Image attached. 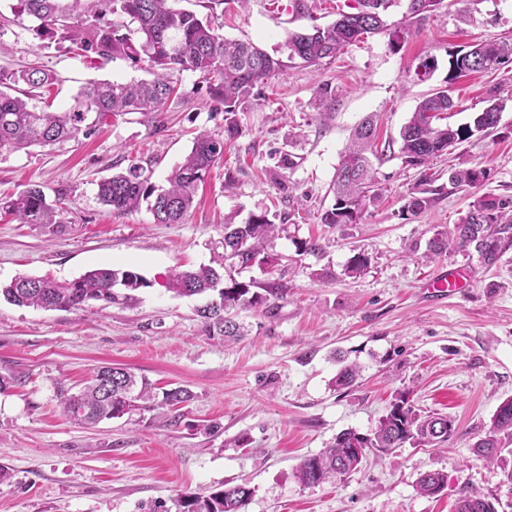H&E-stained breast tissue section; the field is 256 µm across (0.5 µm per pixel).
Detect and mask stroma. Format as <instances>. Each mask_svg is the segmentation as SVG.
Returning <instances> with one entry per match:
<instances>
[{"label": "stroma", "instance_id": "35a3bbf8", "mask_svg": "<svg viewBox=\"0 0 512 512\" xmlns=\"http://www.w3.org/2000/svg\"><path fill=\"white\" fill-rule=\"evenodd\" d=\"M15 2L0 0V72L32 64L55 71L54 111L68 110L88 82L147 78L145 67L125 59L96 66L75 55L37 32L30 17L14 18ZM308 2L310 12L301 14L293 0H234L216 22L224 37L283 58L287 33L331 24L353 0ZM407 7L408 0H396L385 16L406 29L399 47L390 48L380 32L319 70L295 67L269 80L238 112L242 134L225 145L184 223H155L145 205L114 213L98 199L97 184L133 160L164 184L196 134L223 132L224 112L208 104L200 73L172 71L177 93L154 119L116 116L87 139L0 150V197L36 184L65 208L59 233L0 218L1 284L21 274L70 280L106 266L160 278L179 265L220 260L225 225L265 208L290 216L287 234L264 249L278 260L288 291L268 306L240 310L249 334L236 342L205 334L197 314L203 298L158 285L137 292L131 305L96 302L85 310L0 299V375L16 378L0 392V467L10 474L0 482V512H177L179 495L233 485L251 489L247 512H455L465 491L512 512V485L472 452L499 404L512 398V247L490 267L459 253L426 255L427 241L459 223L476 196L512 198V60L491 73L448 78L450 54L512 37V0H443L420 23L408 22ZM426 60L433 68L424 75ZM323 84L334 94L328 110L318 98ZM438 88L460 105L449 117L453 125L470 121L490 96L503 99L497 127L430 164L441 185L458 168L485 169L487 180L406 215L419 171L392 153L377 166L381 201L358 223L322 224L352 129L372 114L379 141L397 139L422 97ZM282 151L299 156L297 167L277 170ZM228 171L235 177L230 193ZM295 236L319 240L321 252L297 255ZM358 253L368 257V269L348 276ZM443 266L464 270L469 286L432 304L424 286ZM340 354L362 367L343 390L333 385ZM110 364L161 390L185 388L192 398L174 419L136 411L87 426L63 414L58 385L81 386ZM404 391L417 408L455 420L447 444L369 455L341 484L298 481L303 459L344 430H373ZM210 423L214 431L205 432ZM429 470L448 475L435 497L416 490Z\"/></svg>", "mask_w": 512, "mask_h": 512}]
</instances>
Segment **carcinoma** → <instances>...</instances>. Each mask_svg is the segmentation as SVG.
Here are the masks:
<instances>
[{"instance_id":"cac0c4a2","label":"carcinoma","mask_w":512,"mask_h":512,"mask_svg":"<svg viewBox=\"0 0 512 512\" xmlns=\"http://www.w3.org/2000/svg\"><path fill=\"white\" fill-rule=\"evenodd\" d=\"M354 11L342 13L330 25H314L307 32L288 34L287 59L275 57L261 47L229 40L219 33L214 15H199L177 8L172 0H17L15 11L38 21L37 29L71 44L78 55L89 59L122 58L133 64L145 63L153 70L150 81L115 83L92 82L75 97L65 112H53L11 94L24 83L44 92L54 84V74L30 66L10 74L0 73V149H24L50 146L91 136L103 117L110 114L139 112L145 116L162 109L174 92L169 71H198L209 79L210 100L224 106V137L200 133L191 151L176 165L159 186L132 164L97 184L98 199L119 212H132L148 203L157 224H180L193 207L198 185L204 182L212 166L224 158V142L241 135L239 112L257 96L256 89L283 74L288 67H319L348 45L367 34L387 29L384 12L393 0H354ZM443 0H409V18L420 22L428 18ZM512 59V40L490 41L473 49L450 55L448 79L472 73L489 72ZM456 107L448 90L440 88L424 97L399 131V155L409 167L420 169L417 185L409 193L403 211L411 215L429 209L436 196L463 187H474L486 179V171L458 169L448 177V187L435 185L427 173L430 160L476 134L495 128L503 103L496 97L469 123H446L448 112ZM386 149H378L373 121L366 118L355 128L349 145L341 153L330 192L333 204L325 210L321 223L337 226L356 224L369 207L375 205L382 188L375 177L373 160H381ZM63 207L51 204L43 191L29 185L14 196L0 199V215L20 224H54L62 227L57 215ZM287 218L275 223L269 212L250 214L243 224L224 225V260L240 267L257 261L263 244L286 229ZM512 244V199L481 195L471 202L470 210L450 234L438 233L428 242V255L450 249L465 255L476 252L481 262L492 265ZM155 281L135 268H97L70 281L48 277L20 276L8 285H0V296L7 302L46 310L84 309L91 301L126 304L133 292L151 288ZM161 286L180 296H205L197 309L205 332L210 336L236 339L244 327L235 320L240 308H256L280 298L287 286L270 282L258 292L255 283L226 280L216 268L174 269L163 277ZM360 367L349 364L336 375L335 385H351ZM60 406L72 419L97 424L105 419L121 418L134 410L168 408L191 398L178 387L157 393L144 378L128 369L114 373L113 367L98 370L92 381L77 392L58 387ZM455 433V421L449 416L424 413L413 406L402 392L391 409L380 418L370 434L348 429L338 434L327 448L305 458L296 477L303 485L344 481L359 470L371 452L385 454L405 444L439 445ZM512 440V398L496 409L489 434L474 445L479 458L501 464L505 481L512 484V466L504 454ZM361 448V456L352 449ZM448 476L442 471H426L417 481V491L432 497L445 490ZM251 490L243 485L228 486L207 496L184 495L178 500V512H246ZM457 512H495L485 497L466 492L457 502Z\"/></svg>"}]
</instances>
